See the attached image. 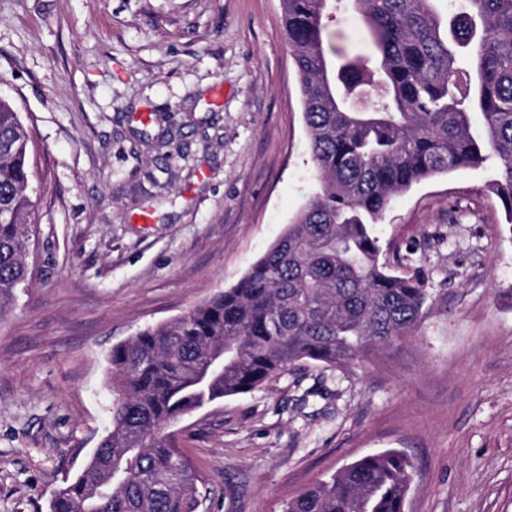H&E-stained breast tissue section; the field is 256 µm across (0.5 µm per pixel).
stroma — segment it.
Here are the masks:
<instances>
[{
	"mask_svg": "<svg viewBox=\"0 0 512 512\" xmlns=\"http://www.w3.org/2000/svg\"><path fill=\"white\" fill-rule=\"evenodd\" d=\"M365 50L352 10L328 30ZM0 98L31 138V282L0 317V512H49L112 429L108 359L235 285L317 191L280 0H0ZM497 160L414 185L374 233L415 335L184 416L197 512H282L365 455L405 512H512V230Z\"/></svg>",
	"mask_w": 512,
	"mask_h": 512,
	"instance_id": "obj_1",
	"label": "stroma"
}]
</instances>
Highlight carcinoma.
Wrapping results in <instances>:
<instances>
[{
  "label": "carcinoma",
  "mask_w": 512,
  "mask_h": 512,
  "mask_svg": "<svg viewBox=\"0 0 512 512\" xmlns=\"http://www.w3.org/2000/svg\"><path fill=\"white\" fill-rule=\"evenodd\" d=\"M282 5L321 190L233 287L112 348V432L50 512H197L200 478L169 426L297 362L341 366L413 336L430 295L379 264L373 233L394 195L494 157L512 224V0ZM348 7L371 51L338 62L327 28ZM29 142L0 100V316L28 281ZM413 471L401 451L372 453L283 512H405Z\"/></svg>",
  "instance_id": "1"
}]
</instances>
